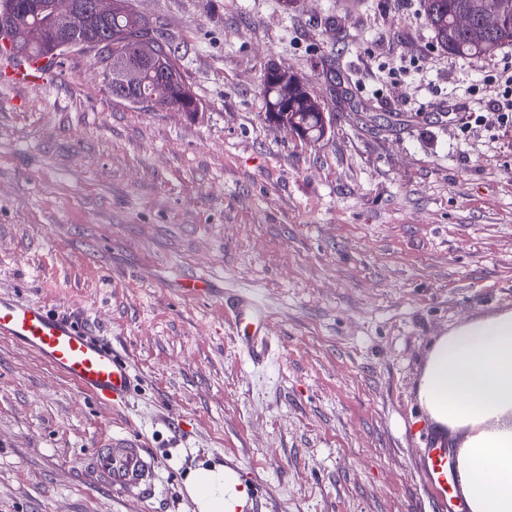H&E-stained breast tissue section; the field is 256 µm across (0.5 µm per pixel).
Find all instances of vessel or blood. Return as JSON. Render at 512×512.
<instances>
[{
  "label": "vessel or blood",
  "instance_id": "b4317fda",
  "mask_svg": "<svg viewBox=\"0 0 512 512\" xmlns=\"http://www.w3.org/2000/svg\"><path fill=\"white\" fill-rule=\"evenodd\" d=\"M49 70L46 60L30 58L7 62L0 73L14 85L36 86ZM224 307L233 314L237 341L252 353L265 354L267 337L255 318V301L228 295ZM0 340L32 352L105 408L123 405L127 399L132 375L125 358L89 329L41 304L0 294ZM418 456L437 512H462L464 501L452 448L439 440L419 449ZM83 468L118 499H143L156 491V460L135 437L112 436L90 452Z\"/></svg>",
  "mask_w": 512,
  "mask_h": 512
}]
</instances>
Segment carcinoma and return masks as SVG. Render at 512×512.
Returning <instances> with one entry per match:
<instances>
[{
    "mask_svg": "<svg viewBox=\"0 0 512 512\" xmlns=\"http://www.w3.org/2000/svg\"><path fill=\"white\" fill-rule=\"evenodd\" d=\"M499 24L487 29L479 39L469 36L456 25L457 17L467 16L474 26L481 25V0H422L426 24L434 34L436 45L443 51L460 57H491L505 47L512 46V0ZM55 0H0V37L8 39L10 29L23 22L36 23L45 32L56 26ZM112 20H100L90 26V37L112 40V96L139 105L153 97L162 108L183 112L195 102L186 85L179 65L176 49L163 38L148 19L139 15L129 5V0H116ZM149 43L155 51V62L148 67L142 82L135 88L121 83L126 59L139 45ZM16 57H47L51 60L66 53L54 51L44 43L0 44V51ZM281 81L278 70L270 68L264 75L263 94L267 114L276 122L288 127L303 139L318 140L325 133V113L320 103L308 91L305 83L295 74L288 76V106H280L277 86Z\"/></svg>",
    "mask_w": 512,
    "mask_h": 512,
    "instance_id": "obj_1",
    "label": "carcinoma"
}]
</instances>
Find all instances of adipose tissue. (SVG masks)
Wrapping results in <instances>:
<instances>
[{
  "instance_id": "obj_1",
  "label": "adipose tissue",
  "mask_w": 512,
  "mask_h": 512,
  "mask_svg": "<svg viewBox=\"0 0 512 512\" xmlns=\"http://www.w3.org/2000/svg\"><path fill=\"white\" fill-rule=\"evenodd\" d=\"M419 399L435 422L460 433L458 460L468 512H512V311L474 319L431 350ZM238 477L224 465L191 471L195 512H234Z\"/></svg>"
}]
</instances>
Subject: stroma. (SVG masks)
<instances>
[{
  "mask_svg": "<svg viewBox=\"0 0 512 512\" xmlns=\"http://www.w3.org/2000/svg\"><path fill=\"white\" fill-rule=\"evenodd\" d=\"M179 55L199 105L112 97L91 48L46 84H0V294L91 326L133 386L104 408L0 341V512H194L221 463L245 512H435L416 451L458 436L418 397L434 343L512 310V118L435 45L420 0H130ZM308 81L320 141L266 116L267 67ZM255 297L270 351L234 338ZM134 435L147 501L81 468Z\"/></svg>",
  "mask_w": 512,
  "mask_h": 512,
  "instance_id": "1",
  "label": "stroma"
}]
</instances>
